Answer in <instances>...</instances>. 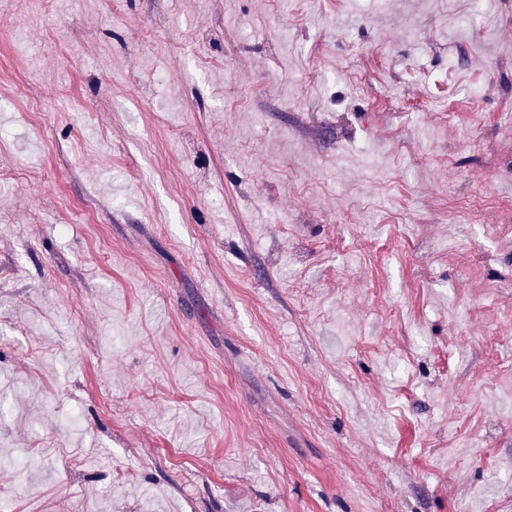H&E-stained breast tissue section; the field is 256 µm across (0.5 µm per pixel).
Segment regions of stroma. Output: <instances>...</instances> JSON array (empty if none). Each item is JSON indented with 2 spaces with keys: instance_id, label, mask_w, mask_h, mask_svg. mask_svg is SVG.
I'll return each mask as SVG.
<instances>
[{
  "instance_id": "35a3bbf8",
  "label": "stroma",
  "mask_w": 512,
  "mask_h": 512,
  "mask_svg": "<svg viewBox=\"0 0 512 512\" xmlns=\"http://www.w3.org/2000/svg\"><path fill=\"white\" fill-rule=\"evenodd\" d=\"M469 9L0 0L10 512H512V0Z\"/></svg>"
}]
</instances>
